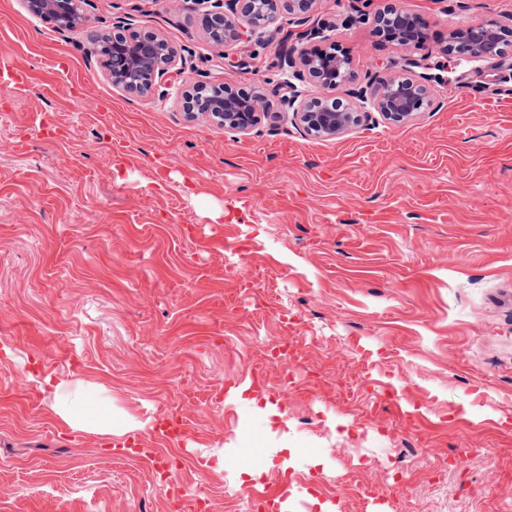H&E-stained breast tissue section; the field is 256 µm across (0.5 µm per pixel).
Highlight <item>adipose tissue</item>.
I'll return each mask as SVG.
<instances>
[{
  "mask_svg": "<svg viewBox=\"0 0 512 512\" xmlns=\"http://www.w3.org/2000/svg\"><path fill=\"white\" fill-rule=\"evenodd\" d=\"M42 391L50 397V409L70 430L107 437H124L142 429L141 421L132 416L116 418L110 397L104 396L101 388L80 380L56 381L44 377L40 383ZM296 453L295 446L287 436H280L275 448L264 451L261 463L237 460L229 462L226 454H218V468L233 467L237 484L258 481L272 466L274 457L290 462Z\"/></svg>",
  "mask_w": 512,
  "mask_h": 512,
  "instance_id": "obj_1",
  "label": "adipose tissue"
}]
</instances>
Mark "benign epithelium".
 <instances>
[{
	"label": "benign epithelium",
	"instance_id": "7a95c632",
	"mask_svg": "<svg viewBox=\"0 0 512 512\" xmlns=\"http://www.w3.org/2000/svg\"><path fill=\"white\" fill-rule=\"evenodd\" d=\"M228 10L206 13L201 25L216 46L239 45L262 37L284 22L303 24L313 15L319 0H227ZM30 14L48 20L59 30H74L89 25L84 11L85 0H22ZM377 32L391 43L409 49L422 43L428 21L396 0H386L373 16ZM299 37H321L329 48L316 53H288L282 60L291 76L311 85L319 95L307 97L291 85L292 94L283 99L291 112V122L304 133L321 139H335L367 124L371 113H379L390 124L407 125L434 104L432 77L418 73L423 67L417 59H404L401 71L381 78L373 94L355 89L352 97L370 108L353 104L341 108L332 104L329 92L351 82L352 59L335 50L331 36L324 29H305ZM94 51L101 56L100 65L112 87L127 95L144 96L173 72L185 69L177 50L159 32L145 31L131 23H118L104 33L92 35ZM512 45V24L496 18L474 21L448 30L438 46V54L450 63L458 58L478 61L501 60L506 47ZM182 109L189 119L205 118L226 133L248 135L267 108L265 94L257 90L235 89L222 82L196 84L181 94Z\"/></svg>",
	"mask_w": 512,
	"mask_h": 512
}]
</instances>
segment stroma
Masks as SVG:
<instances>
[{
    "mask_svg": "<svg viewBox=\"0 0 512 512\" xmlns=\"http://www.w3.org/2000/svg\"><path fill=\"white\" fill-rule=\"evenodd\" d=\"M401 4L429 19L425 47L373 32L381 0H320L356 85L382 61L435 65L449 29L512 15V0ZM225 7L87 0L98 28L132 21L184 58L159 98L113 90L85 32L0 0V65L31 76L0 84V512H248L231 470L190 459L177 500L147 454L171 450L161 414L196 445L273 447L256 401L286 410L300 450L257 492L297 512H370L397 471L419 512H512V66L451 63L413 124L376 115L316 139L284 115L279 65L309 41L290 23L215 46L201 17ZM214 80L260 87L270 117L247 136L187 121L181 90ZM280 341L299 349L286 397L266 358ZM34 373L103 386L145 422L142 455L60 425Z\"/></svg>",
    "mask_w": 512,
    "mask_h": 512,
    "instance_id": "35a3bbf8",
    "label": "stroma"
}]
</instances>
